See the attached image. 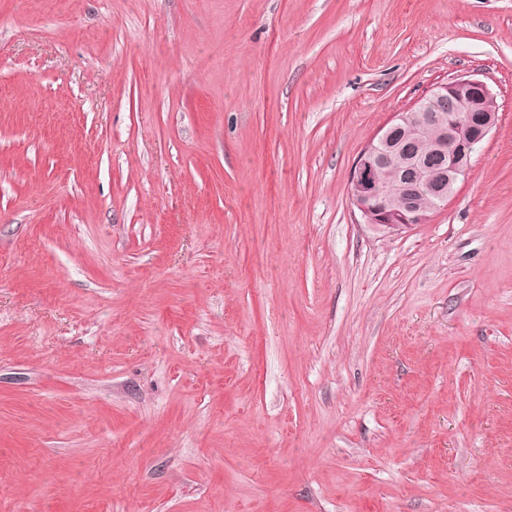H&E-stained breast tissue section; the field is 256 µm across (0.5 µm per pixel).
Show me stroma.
<instances>
[{
  "mask_svg": "<svg viewBox=\"0 0 512 512\" xmlns=\"http://www.w3.org/2000/svg\"><path fill=\"white\" fill-rule=\"evenodd\" d=\"M465 73L469 173L361 223ZM0 512H512V0H0ZM427 103V104H426ZM448 112H442L444 109ZM496 97L488 84L472 75H458L434 86L428 94L392 119L361 151L349 174V196L364 224L399 235L429 223L435 209H424L427 195L439 207L467 174L471 158L495 127ZM432 136H428L429 131ZM428 136L425 147L420 143ZM393 168L385 182L378 171Z\"/></svg>",
  "mask_w": 512,
  "mask_h": 512,
  "instance_id": "stroma-1",
  "label": "stroma"
}]
</instances>
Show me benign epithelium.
<instances>
[{
  "label": "benign epithelium",
  "mask_w": 512,
  "mask_h": 512,
  "mask_svg": "<svg viewBox=\"0 0 512 512\" xmlns=\"http://www.w3.org/2000/svg\"><path fill=\"white\" fill-rule=\"evenodd\" d=\"M496 97L488 84L458 75L434 86L408 110L395 114L361 151L349 174V196L363 223L399 235L429 223L433 211L419 206L427 195L449 200L471 158L495 127ZM401 173L394 199L378 171Z\"/></svg>",
  "instance_id": "7a95c632"
}]
</instances>
